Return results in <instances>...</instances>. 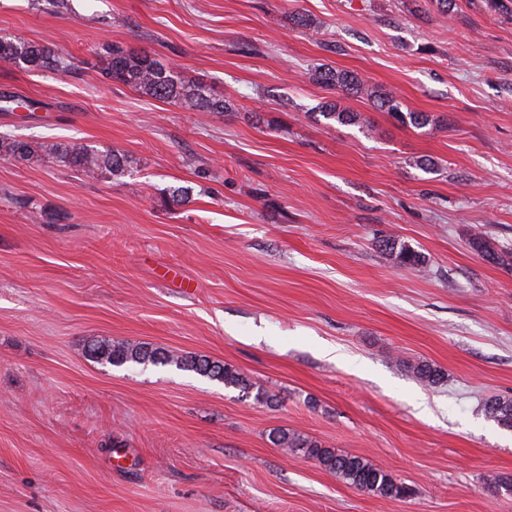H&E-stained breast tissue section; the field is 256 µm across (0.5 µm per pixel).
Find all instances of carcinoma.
I'll use <instances>...</instances> for the list:
<instances>
[{"label": "carcinoma", "instance_id": "obj_1", "mask_svg": "<svg viewBox=\"0 0 512 512\" xmlns=\"http://www.w3.org/2000/svg\"><path fill=\"white\" fill-rule=\"evenodd\" d=\"M0 61L21 70L65 73L71 67L69 60L60 57L50 47L20 38H0ZM99 69L106 78L114 82L190 109L224 112L230 108L229 101L213 97L202 86L183 80L146 50L113 48L107 56L100 59ZM314 79L330 91L339 90L347 97L368 100L373 107L388 113L403 127L421 129L441 123L440 119L426 112L403 111V105L396 95L379 85L363 81L351 72L332 68L320 69L315 71ZM322 108V115L325 118L334 119L341 124L356 120V114L338 106L333 100L325 102ZM39 153L51 155L57 163L65 167L79 168L86 172L105 169L115 176L122 174L128 165V158L118 150L99 151L78 143L35 146L22 141L0 143L1 157L28 160ZM470 245L486 262H512V252L496 248L479 234L471 238ZM379 247L400 266L415 271L424 269L425 257L405 244L387 238L379 241ZM90 355L101 362L117 366L127 363L174 366L179 370L218 380L228 388H236L244 393L253 391L258 401H273L267 390L253 389V384L236 368L213 361L204 355H179L146 344L129 343L94 344L90 346ZM409 371L429 385L438 384L444 377L442 370L424 362L409 366ZM483 410L487 418L504 428L512 429V398L490 397L484 402ZM270 442L276 447L284 448L316 463L337 480L363 492L385 498H402L407 494L403 483L388 471L363 457L338 453L313 437L295 431L276 429L270 433Z\"/></svg>", "mask_w": 512, "mask_h": 512}]
</instances>
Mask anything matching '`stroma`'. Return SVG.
<instances>
[{
  "label": "stroma",
  "instance_id": "obj_1",
  "mask_svg": "<svg viewBox=\"0 0 512 512\" xmlns=\"http://www.w3.org/2000/svg\"><path fill=\"white\" fill-rule=\"evenodd\" d=\"M312 18L294 24L295 14ZM66 73L0 63V140L119 150L124 175L0 158V512H512V20L485 0H0V35ZM145 49L230 100L204 112L99 73ZM351 71L444 129L368 101L341 124L318 68ZM41 102L9 110L6 96ZM433 160L425 169L421 159ZM391 237L425 271L392 263ZM234 366L274 401L98 342ZM442 368L430 386L408 371ZM286 428L390 471L372 496L275 447ZM470 245L486 262L508 264L512 261V252L496 248L489 240L479 234L471 238ZM485 416L493 419L504 428L512 429V398L493 396L483 405Z\"/></svg>",
  "mask_w": 512,
  "mask_h": 512
}]
</instances>
